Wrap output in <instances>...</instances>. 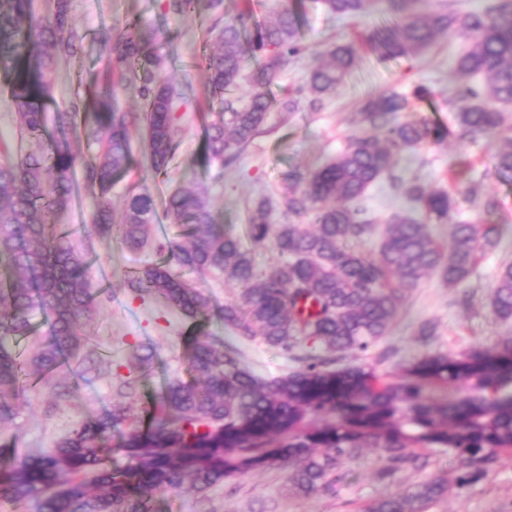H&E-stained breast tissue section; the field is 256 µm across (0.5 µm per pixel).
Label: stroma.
<instances>
[{
  "instance_id": "35a3bbf8",
  "label": "stroma",
  "mask_w": 512,
  "mask_h": 512,
  "mask_svg": "<svg viewBox=\"0 0 512 512\" xmlns=\"http://www.w3.org/2000/svg\"><path fill=\"white\" fill-rule=\"evenodd\" d=\"M162 4L163 0H72L73 30L83 50L59 62L53 74L55 105L85 97L90 76L107 64V34L133 19L156 29L161 41L173 49V58L162 75L186 85L188 92V101L178 112L180 135L174 157L167 172H155L138 127H131L135 166L112 188L114 212H121L132 190L160 200L174 190L197 187L206 190L217 223L223 224L225 232L239 235L255 199L267 195L277 200L286 191L284 174L294 169L310 170L343 149L357 130V112L371 95L396 91L410 99L408 117H424L450 128L456 125L449 89L450 61L459 40L441 42L422 57L381 61L366 41L375 18L340 19L329 14L320 0H296L301 37L311 51L288 64L282 76L270 85L272 100L288 96L305 83L315 63L314 51L327 44L355 42L361 55L359 64L339 90L324 99L319 110L272 109L265 132L232 164L209 162L204 156L202 136L203 125L212 116L202 57L209 48L206 28L214 17L168 16ZM419 85L430 89L429 98L415 97ZM494 153L495 146L489 139L461 141L452 135L400 161L401 171L420 175L434 190L455 192L464 189L469 179L482 180L487 191L498 199V212L488 215L465 209L460 217L499 225L501 240L482 257L465 282L451 287L433 274L407 289L406 303L397 320L362 358L377 372L397 373L428 350L456 356L471 349H492L503 337L512 336V321L497 320L490 306V290L500 266L512 263V172L497 168ZM80 244L97 257L90 270L92 283L104 280L109 285L95 313V342L81 352L87 371L75 383L62 373L51 382L27 390L14 423L0 427V441L14 442L20 457L50 451L87 414L111 409L117 381L136 385L134 403L140 407L151 402L166 379L187 375L190 321L160 297L133 293L125 285L131 271L159 262L153 245L133 254L119 243H106L93 234L82 236ZM426 322L436 325V337L427 347L417 336ZM241 349L244 362L258 375L278 376L295 367L283 352L258 340L243 343ZM148 350L156 355L151 368L137 362L138 355ZM382 351L389 357L381 363L377 355ZM428 457L429 464L423 470L403 468L388 475L382 450L362 449L358 457L345 461L333 474V492L313 499L292 494L284 469L270 466L232 476L202 493L166 491L159 495L158 507L160 512H359L367 502L406 493L432 475L454 467L446 450L432 449ZM427 512H512V456L500 458L474 485L449 491L447 500L431 505Z\"/></svg>"
}]
</instances>
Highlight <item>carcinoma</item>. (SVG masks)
Returning <instances> with one entry per match:
<instances>
[{"label": "carcinoma", "mask_w": 512, "mask_h": 512, "mask_svg": "<svg viewBox=\"0 0 512 512\" xmlns=\"http://www.w3.org/2000/svg\"><path fill=\"white\" fill-rule=\"evenodd\" d=\"M223 0H165L175 17L218 11ZM338 17L378 14L369 36L382 60L417 56L439 40H464L453 62L456 131L460 140L495 143L497 167L512 171V0H490L482 11H464L458 0H322ZM72 0H52L48 11L32 0H0V65L10 73V97L20 128L36 149L0 163V425L13 422L28 379L42 381L87 347L85 325L99 290L88 273L93 259L80 250L82 229L54 224L79 189L95 198L91 230L131 252L154 236L156 204L147 193L129 192L120 218L112 216L116 175L132 167L129 127L143 129L153 168L164 171L180 128L175 112L187 90L161 76L166 55L156 31L138 21L120 28L108 44L109 62L92 80L89 95L47 115L58 61L79 42L71 28ZM214 48L204 55L217 119L205 125L207 156L235 160L265 129L271 110L267 86L288 59L308 51L300 42L299 17L286 0H275L271 18L253 22L252 0L212 27ZM305 88L316 108L342 85L357 61L352 43L318 53ZM263 77L250 79L251 62ZM249 86L247 99L234 95ZM133 84L141 114L112 105L115 91ZM408 100L391 91L370 97L357 112L359 133L331 161L288 173L283 206L290 215H312L313 228L273 224L261 199L248 219L251 246L224 232L199 193L176 190L163 202L175 224L189 225L186 240L155 239L161 262L128 278L137 293L160 296L194 327L211 318L233 328L238 339L261 338L300 363L270 378L254 374L234 344L203 333L191 339L192 379L167 381L142 412L118 403L84 419L50 452L17 457L0 446V499L36 502L39 512H156L166 490L204 492L237 473L260 466L287 469L289 489L312 498L332 490L330 476L362 448H379L395 464H417L423 451L444 448L455 460L403 495L374 500L364 512H426L448 496V484L464 488L481 480L502 456L512 454V337L497 348L457 357L428 353L386 378L364 364L335 366L347 352L365 353L385 336L406 300L404 286L437 274L450 286L464 281L482 252L500 241V226L461 222L463 206L491 214L495 196L470 181L461 198L429 189L416 175L394 173L408 152L448 138V128L425 118L404 119ZM86 135L99 145L83 158L72 140ZM82 178H77V174ZM387 179L407 207L386 221L377 252L357 244L374 234L365 206L369 189ZM453 224L449 247L431 225ZM271 244L276 258L258 272L253 248ZM211 270L239 288L224 305L197 287L190 274ZM495 317L512 320V263L491 287ZM35 308L49 320V337L23 358L12 341L31 332ZM308 343L311 350L299 354Z\"/></svg>", "instance_id": "1"}]
</instances>
